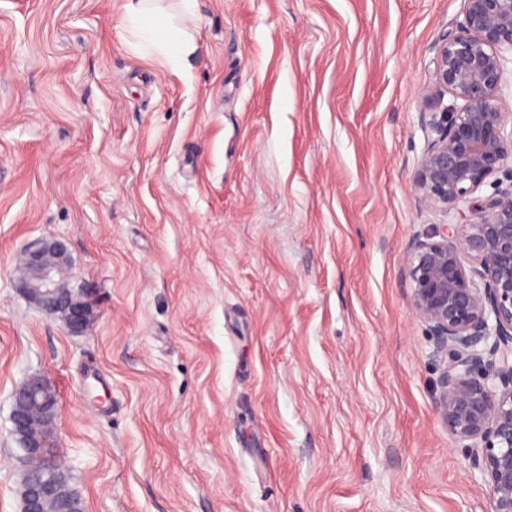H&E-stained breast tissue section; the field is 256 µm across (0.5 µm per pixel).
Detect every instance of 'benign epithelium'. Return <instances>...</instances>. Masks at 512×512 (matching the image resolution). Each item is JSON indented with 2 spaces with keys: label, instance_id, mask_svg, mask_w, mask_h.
Returning a JSON list of instances; mask_svg holds the SVG:
<instances>
[{
  "label": "benign epithelium",
  "instance_id": "7a95c632",
  "mask_svg": "<svg viewBox=\"0 0 512 512\" xmlns=\"http://www.w3.org/2000/svg\"><path fill=\"white\" fill-rule=\"evenodd\" d=\"M463 21L439 37L431 81L419 101L428 130L414 189L421 203L452 221L416 240L407 259L409 303L449 353L435 409L470 449L486 478L490 512H512V184L497 175L512 157V99L502 93L503 52H512V0H461ZM462 101L456 112L446 95ZM495 191L478 192L490 180ZM20 287L28 301L79 333L92 315L71 285L66 246L40 239L22 252ZM55 384L32 375L14 391L11 422L24 465L21 512H44L57 478L29 474L55 425Z\"/></svg>",
  "mask_w": 512,
  "mask_h": 512
}]
</instances>
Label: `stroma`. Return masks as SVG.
Masks as SVG:
<instances>
[{
    "label": "stroma",
    "instance_id": "stroma-1",
    "mask_svg": "<svg viewBox=\"0 0 512 512\" xmlns=\"http://www.w3.org/2000/svg\"><path fill=\"white\" fill-rule=\"evenodd\" d=\"M123 5L0 0V512L33 374L86 512H490L405 269L444 220L418 101L461 0H199L188 68ZM36 238L81 334L20 289ZM22 264L20 287L28 301L61 319L71 333L81 332L92 315V303L86 290L71 285L65 244L49 239L33 241L22 252Z\"/></svg>",
    "mask_w": 512,
    "mask_h": 512
}]
</instances>
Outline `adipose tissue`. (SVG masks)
Segmentation results:
<instances>
[{
	"label": "adipose tissue",
	"instance_id": "obj_1",
	"mask_svg": "<svg viewBox=\"0 0 512 512\" xmlns=\"http://www.w3.org/2000/svg\"><path fill=\"white\" fill-rule=\"evenodd\" d=\"M161 0H125L124 18L148 52L179 64L197 51L188 23L196 17L197 0H179L178 14L161 7Z\"/></svg>",
	"mask_w": 512,
	"mask_h": 512
}]
</instances>
